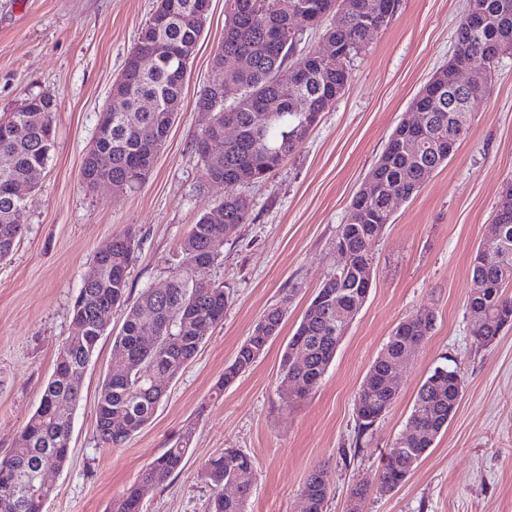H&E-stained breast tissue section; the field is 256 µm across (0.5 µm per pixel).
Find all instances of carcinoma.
<instances>
[{
	"mask_svg": "<svg viewBox=\"0 0 512 512\" xmlns=\"http://www.w3.org/2000/svg\"><path fill=\"white\" fill-rule=\"evenodd\" d=\"M206 0H168L163 18L150 17L141 27L132 53L156 55L146 73L123 64L125 88L112 102V122L99 123L108 136L96 137L97 151L83 159L82 178L92 186L109 180L113 189L132 191L149 175L164 148L178 112L184 79L207 18ZM400 0H224V41L213 59L214 75L237 85L239 94L230 101L202 90L198 100L213 109L212 135L235 128V138L224 143V159L213 161L199 154L203 185L238 186L258 182L294 155L308 140L323 114L330 110L350 79L347 63L363 50L370 37L395 15ZM336 13V25L323 26L326 11ZM196 13L192 23L187 16ZM318 19L322 37L336 44V57L325 58L313 50L295 55L300 41L297 21ZM512 51V0H467L466 17L459 23L452 56L473 68L477 79L490 88L502 55ZM247 57L250 64L239 65ZM454 73L443 65L414 97L413 109L426 113L420 128L398 125L365 182L371 193L358 189L351 199L347 221L339 225L336 271L316 289L293 335L281 363L282 381L296 387L295 398L315 390L333 361V348L345 337L353 316V300L362 295L354 269L374 259V234L393 222L386 198L402 192L405 199L416 195L435 170L448 163L458 142L471 126L470 112L448 111V98L434 85L448 87ZM144 99L152 101L148 111ZM54 99L47 95L29 98L18 111L0 120V155L11 158L7 171L0 170V260L9 256L19 241L20 212L35 190L29 182L34 168H45L54 144ZM265 110L269 120L262 127L254 114ZM250 200L240 194L224 199L201 212L197 222L177 246V271L167 287H149L135 302L129 301L128 273L137 247L136 235L127 230L112 238L108 251L96 253V276L84 279L75 297L72 324L76 334L60 346L53 373L40 404L20 432L10 456L0 462V492L17 488L22 492L16 512H41V496L32 491L40 467L62 469L66 465L73 429L77 392L69 380L89 366L107 324L100 313L125 309L113 350L127 358L125 370H108L100 385L96 430L101 442L123 446L154 416L165 396L160 385L173 379L197 355L210 329L224 320L229 292L212 283L207 272L216 263L224 238L244 223ZM494 223L500 233L499 248L476 252L471 265L472 291L467 309L479 310L470 320V333L481 346L492 344L512 327V211L496 212ZM152 311L151 321L141 310ZM286 314L270 307L254 325L250 336L224 368L216 394L246 372L265 352L281 330ZM416 330L411 316L402 321L370 366L357 394L358 433L368 431L394 404L397 394L388 392L383 381L391 360L401 354L404 326ZM304 358L298 365L295 359ZM465 383L456 367L434 366L419 386L408 428L423 433L406 440L398 438L387 462L375 479L351 492L349 512H363L370 492L385 495L400 486L433 447L455 415ZM192 432L187 431L164 449L112 502L109 512H143L142 486L162 485L182 470L190 451ZM201 479L213 490L208 512H248L255 473L249 456L235 448L211 457L201 468ZM234 485L238 492L224 494ZM333 489L328 471L316 469L302 487L307 512H326Z\"/></svg>",
	"mask_w": 512,
	"mask_h": 512,
	"instance_id": "obj_1",
	"label": "carcinoma"
}]
</instances>
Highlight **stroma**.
Returning a JSON list of instances; mask_svg holds the SVG:
<instances>
[{"label": "stroma", "instance_id": "35a3bbf8", "mask_svg": "<svg viewBox=\"0 0 512 512\" xmlns=\"http://www.w3.org/2000/svg\"><path fill=\"white\" fill-rule=\"evenodd\" d=\"M155 0H0V115L25 99L56 103L54 147L38 189L20 215L23 235L0 260V459L37 408L57 350L72 333V304L95 254L115 234L136 233L128 294L166 280L178 242L220 185L203 186L194 150L205 118L199 92L224 40V0H211L163 151L132 192L93 191L81 168L99 114ZM466 0H400L397 13L349 64L350 81L307 142L265 180L242 186L247 221L224 241L207 273L231 302L198 352L168 384L152 420L122 447L96 431L99 383L114 363L110 316L79 384L69 460L49 473L55 494L44 512H106L144 467L185 429L192 451L182 472L143 491V512H206L200 478L210 456H251L256 479L248 512H303L301 487L317 467L334 478L326 512H347L352 490L382 469L406 433L417 388L448 361L465 391L448 428L393 493L370 494L365 512H512V329L490 346L470 334V263L512 181V53L498 63L490 95L473 101L472 125L448 163L401 202L377 241L372 286L321 384L290 404L279 368L284 347L316 288L336 269V233L353 194L411 102L448 61ZM287 304L279 336L222 396L212 388L264 309ZM435 316L428 341L399 368L391 410L359 433L357 391L398 323Z\"/></svg>", "mask_w": 512, "mask_h": 512}]
</instances>
